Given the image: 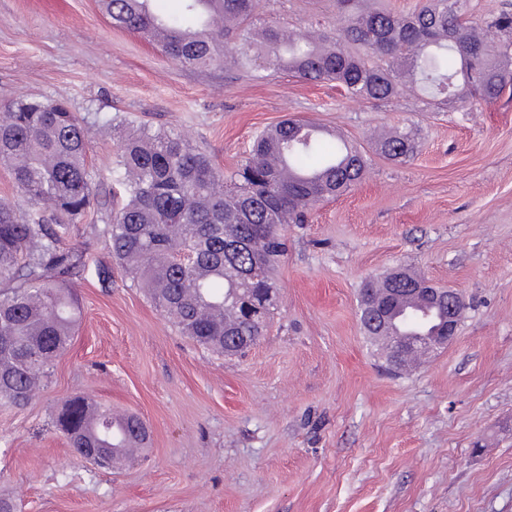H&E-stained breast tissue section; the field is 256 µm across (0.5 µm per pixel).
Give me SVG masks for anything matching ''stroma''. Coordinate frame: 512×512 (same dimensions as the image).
Instances as JSON below:
<instances>
[{
  "instance_id": "35a3bbf8",
  "label": "stroma",
  "mask_w": 512,
  "mask_h": 512,
  "mask_svg": "<svg viewBox=\"0 0 512 512\" xmlns=\"http://www.w3.org/2000/svg\"><path fill=\"white\" fill-rule=\"evenodd\" d=\"M329 0H262L253 36L329 30ZM21 97L174 129L233 174L287 118L336 129L365 179L286 228L281 299L241 357L182 336L117 268L103 211L75 230L78 326L26 407L0 404V494L20 512H512V99H348L285 70H187L113 28L98 0H0V106ZM415 134L404 162L377 134ZM403 268L468 309L424 362L385 371L357 316L366 279ZM72 396L138 414L143 458L104 470L53 424Z\"/></svg>"
}]
</instances>
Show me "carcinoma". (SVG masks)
Returning <instances> with one entry per match:
<instances>
[{
    "label": "carcinoma",
    "mask_w": 512,
    "mask_h": 512,
    "mask_svg": "<svg viewBox=\"0 0 512 512\" xmlns=\"http://www.w3.org/2000/svg\"><path fill=\"white\" fill-rule=\"evenodd\" d=\"M112 27L154 36L166 32L163 54L181 67L249 68L261 60L307 81H334L357 100L385 101L406 90L471 107L512 91V54L504 40L512 14L478 20L469 0H424L407 12L365 9L363 0H333L340 34L266 28L245 39L261 0H181L167 15L156 0H107ZM112 119L73 112L63 102L15 100L0 109V163L10 167L28 204L20 213L0 202V403L22 407L70 345L80 305L74 279L86 252L70 242L96 200L88 164V132ZM318 126L285 119L261 131L246 163L224 184L205 153L175 130L120 133L111 172L122 198L102 230L112 256L169 316L179 332L221 356L244 353L263 335L275 305L257 318L240 302L276 287L273 270L286 251L287 224H305L312 208L360 183L366 155L336 139L325 150ZM414 133L395 130L378 151L413 156ZM445 316L405 319L394 342L411 346L440 335ZM72 448H112L145 440L140 419L114 422L112 407L84 397L63 401Z\"/></svg>",
    "instance_id": "obj_1"
}]
</instances>
